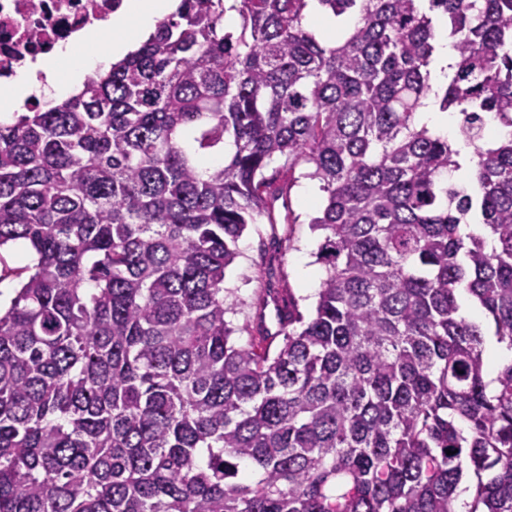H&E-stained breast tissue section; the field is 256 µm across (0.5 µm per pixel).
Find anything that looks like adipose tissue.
<instances>
[{"mask_svg": "<svg viewBox=\"0 0 512 512\" xmlns=\"http://www.w3.org/2000/svg\"><path fill=\"white\" fill-rule=\"evenodd\" d=\"M178 0H123L111 20L112 38L89 54L79 53L74 43L56 47L61 72L43 71L35 62L0 84V111L24 110L26 103H50L65 97L70 88L87 77L109 70L142 37L152 32L157 22L172 13Z\"/></svg>", "mask_w": 512, "mask_h": 512, "instance_id": "1", "label": "adipose tissue"}]
</instances>
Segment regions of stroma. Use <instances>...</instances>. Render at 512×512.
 <instances>
[{"label":"stroma","instance_id":"1","mask_svg":"<svg viewBox=\"0 0 512 512\" xmlns=\"http://www.w3.org/2000/svg\"><path fill=\"white\" fill-rule=\"evenodd\" d=\"M324 204L318 182L301 178L290 192L289 209L277 210V227L250 225L237 243L238 256L227 268L224 286L235 303L230 319L238 332L236 344H248L257 326H264L271 345H278V326L273 309L256 312L253 303L267 288L289 290L303 316H310L316 304L315 290L305 288L302 269L316 267V253L322 241L310 221Z\"/></svg>","mask_w":512,"mask_h":512}]
</instances>
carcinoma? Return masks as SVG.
Wrapping results in <instances>:
<instances>
[{
  "instance_id": "carcinoma-1",
  "label": "carcinoma",
  "mask_w": 512,
  "mask_h": 512,
  "mask_svg": "<svg viewBox=\"0 0 512 512\" xmlns=\"http://www.w3.org/2000/svg\"><path fill=\"white\" fill-rule=\"evenodd\" d=\"M310 2L180 0L0 120V248L34 252L0 313V512H512V362H484L512 350V0H317L354 20L330 44ZM431 93L457 148L416 125ZM302 165L325 277L272 355L232 341L224 272ZM457 60L456 50L448 46V37L441 34L436 43V57L431 68L432 80L435 85H441L447 81L448 72H451L450 66Z\"/></svg>"
}]
</instances>
